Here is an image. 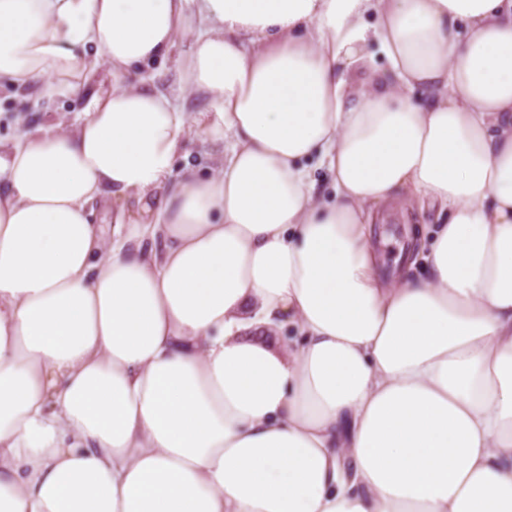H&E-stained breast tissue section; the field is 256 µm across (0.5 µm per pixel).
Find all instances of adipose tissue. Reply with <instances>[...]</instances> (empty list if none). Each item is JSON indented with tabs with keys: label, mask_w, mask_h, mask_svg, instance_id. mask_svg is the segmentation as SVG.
Segmentation results:
<instances>
[{
	"label": "adipose tissue",
	"mask_w": 512,
	"mask_h": 512,
	"mask_svg": "<svg viewBox=\"0 0 512 512\" xmlns=\"http://www.w3.org/2000/svg\"><path fill=\"white\" fill-rule=\"evenodd\" d=\"M103 66L0 143V512H512V0H0V83ZM144 76L148 84L161 90L170 91L177 87V74L171 64L156 62L145 71ZM221 149L220 146L209 143L197 133H190L189 139L185 145L187 159L181 157L177 160L176 168H181L186 161L190 164L201 166L204 172L213 164L212 155ZM405 228L406 224L397 217L391 216L389 219L385 220L382 224H377V236H378V245L381 255L384 261V268L389 269L392 267L394 257L391 253H389L388 248L384 247V243L387 239H389L392 235H395L398 239V243L401 241L405 243Z\"/></svg>",
	"instance_id": "1"
}]
</instances>
